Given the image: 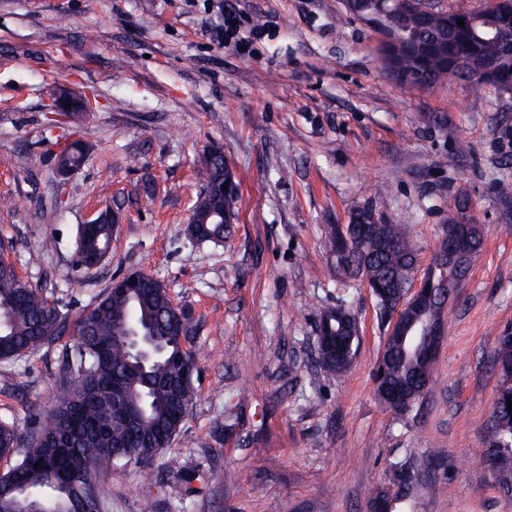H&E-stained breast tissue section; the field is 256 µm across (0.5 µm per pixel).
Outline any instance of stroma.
<instances>
[{
    "label": "stroma",
    "instance_id": "obj_1",
    "mask_svg": "<svg viewBox=\"0 0 512 512\" xmlns=\"http://www.w3.org/2000/svg\"><path fill=\"white\" fill-rule=\"evenodd\" d=\"M220 3L0 0V260L73 316L144 272L197 324V399L165 452L195 481L119 465L101 512H143L148 497L154 512H365L394 464L425 460L405 512H512L484 455L495 342L512 326V214L496 196L512 181V94L400 86L341 0H234L263 27L243 58L213 39ZM59 88L89 100L80 124L51 128ZM64 135L88 148L65 176ZM210 146L237 176V219L230 239L197 243L188 226ZM463 198L483 247L448 303L428 393L399 414L375 394L376 300L337 278L327 228L364 209L407 225L421 274ZM104 210L120 220L110 252L82 268L79 229ZM336 304L360 337L352 368L326 375L316 318ZM74 338L0 362V423L25 432L47 416Z\"/></svg>",
    "mask_w": 512,
    "mask_h": 512
}]
</instances>
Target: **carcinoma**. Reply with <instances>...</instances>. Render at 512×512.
<instances>
[{"label": "carcinoma", "mask_w": 512, "mask_h": 512, "mask_svg": "<svg viewBox=\"0 0 512 512\" xmlns=\"http://www.w3.org/2000/svg\"><path fill=\"white\" fill-rule=\"evenodd\" d=\"M390 8L400 27L416 31L421 42L432 45L438 40L436 27H421L420 20L405 10V0H390ZM458 16L464 19L463 38L425 54L407 43L394 49L395 65L404 75L399 84L414 88L421 80L431 87L456 78L475 96L491 89L507 92L504 84L512 83V52L507 43L485 27L483 11ZM197 178L201 189L194 204V238L218 243L232 235L233 223L222 221L221 215L236 214L239 192L220 194L217 188L236 176L220 153L201 162ZM370 216L363 211L355 223L330 228L325 245L336 258L337 275L374 289L385 320L386 309L396 305L400 292L412 281L416 259L406 225L371 222ZM80 235L78 264L100 265L110 250L112 222L105 218L99 224H85ZM482 245V232L476 227L460 253V275H466ZM340 309V305L325 308L317 318L316 366L327 373L346 372L353 359L336 355V350L355 348L358 343L357 326L341 317ZM68 320L61 306L20 279L13 266L0 263L1 362L57 340ZM133 325L141 326L160 349L147 362L131 352L128 336ZM195 333L191 310L174 308L166 287L154 277L141 278L133 288H107L76 319V339L64 361L72 383L57 397L36 436L26 443L14 426L0 423V457L18 456L15 465L0 475V512H20L24 492L51 502L52 512H78L80 497L99 494L101 479L120 462L135 460L146 448L153 449L155 457L163 454V443L180 431L196 398L191 378L196 361L186 347ZM395 336L394 332L387 340L384 362L376 364L373 375L380 402L387 406L391 395L398 393L401 411L406 412L427 393L423 377L432 365L403 360ZM493 364L500 370L488 418L490 447L503 485L512 483V412L507 407L512 399V332L498 337ZM368 499L384 504L379 512H393L403 505V497L390 500L382 485Z\"/></svg>", "instance_id": "1"}]
</instances>
